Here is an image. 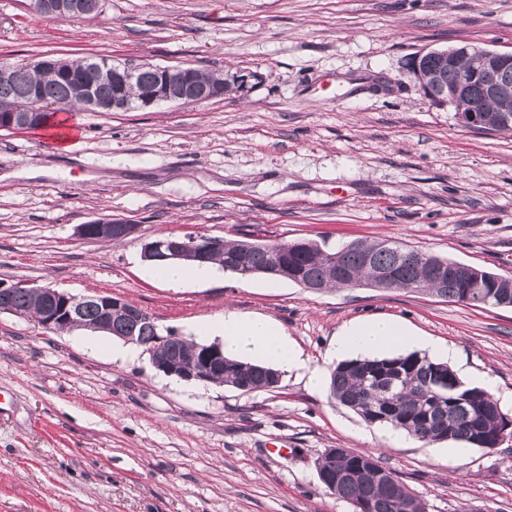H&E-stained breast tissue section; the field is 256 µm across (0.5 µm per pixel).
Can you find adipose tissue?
I'll use <instances>...</instances> for the list:
<instances>
[{"label":"adipose tissue","mask_w":512,"mask_h":512,"mask_svg":"<svg viewBox=\"0 0 512 512\" xmlns=\"http://www.w3.org/2000/svg\"><path fill=\"white\" fill-rule=\"evenodd\" d=\"M207 335L223 339L226 356L245 358L279 370L299 366L300 358L285 333L272 320L262 316H242L234 312L212 323ZM409 332L393 319L378 316L344 327L336 341L337 357L361 355L375 357L413 344Z\"/></svg>","instance_id":"obj_1"}]
</instances>
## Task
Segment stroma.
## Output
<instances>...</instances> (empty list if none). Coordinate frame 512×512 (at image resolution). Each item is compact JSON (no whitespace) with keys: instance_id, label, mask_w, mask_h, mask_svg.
<instances>
[{"instance_id":"1","label":"stroma","mask_w":512,"mask_h":512,"mask_svg":"<svg viewBox=\"0 0 512 512\" xmlns=\"http://www.w3.org/2000/svg\"><path fill=\"white\" fill-rule=\"evenodd\" d=\"M465 41L512 51V0H106L75 22L0 0V59L255 75L248 92L197 105L69 112L63 144L0 130V279L118 296L191 340L228 311L265 316L303 361L278 388L244 393L0 311V512H352L318 479L328 448L379 453L427 512H512V440L452 467V442L390 433L308 381L337 365L342 327L384 315L455 347L464 383L493 378L512 419V308L221 267L172 287L142 256L172 235L395 240L512 277V133L462 127L408 67ZM99 218L138 231L77 235ZM108 224V232L114 239H124L130 237L137 232L138 226L128 220L113 219V220H93L87 224H81L77 227V234L85 240H98L101 239L99 233V225Z\"/></svg>"}]
</instances>
